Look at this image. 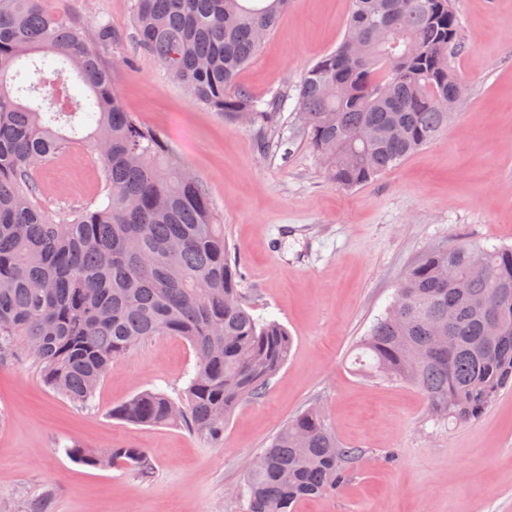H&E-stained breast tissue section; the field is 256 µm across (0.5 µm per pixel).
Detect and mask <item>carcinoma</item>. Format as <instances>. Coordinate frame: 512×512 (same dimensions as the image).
I'll return each instance as SVG.
<instances>
[{"label":"carcinoma","mask_w":512,"mask_h":512,"mask_svg":"<svg viewBox=\"0 0 512 512\" xmlns=\"http://www.w3.org/2000/svg\"><path fill=\"white\" fill-rule=\"evenodd\" d=\"M43 2L0 0V368L30 359L49 389L86 404L139 344L178 336L196 356L182 392L145 390L112 416L218 446L233 411L288 361L291 336L250 312L202 179L123 106L102 54L119 36L106 23L67 24ZM287 6L135 0L132 29L193 102L271 124L282 98L261 102L237 77ZM458 48L453 0H351L342 40L298 89V132L330 181L367 184L448 128L441 100L459 82ZM79 141L97 155L101 199L50 213L37 202L38 171ZM358 349L367 376L417 388L436 418L480 419L512 384V246L430 245ZM66 454L88 467L151 470L144 448L102 456L75 441ZM358 454L306 408L247 466L246 512H291L336 490Z\"/></svg>","instance_id":"obj_1"}]
</instances>
